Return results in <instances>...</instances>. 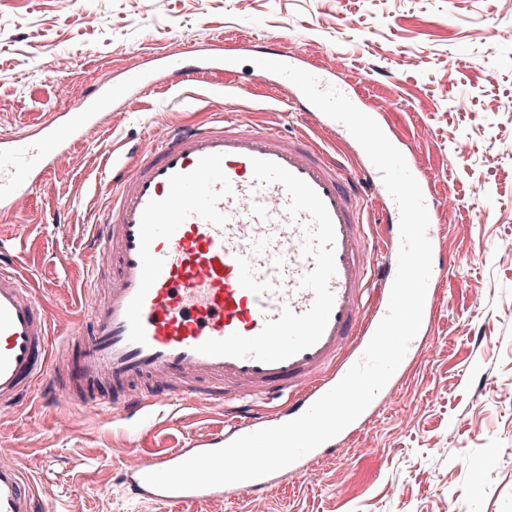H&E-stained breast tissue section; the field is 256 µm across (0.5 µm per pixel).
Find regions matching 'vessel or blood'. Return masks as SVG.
I'll return each instance as SVG.
<instances>
[{"instance_id":"b4317fda","label":"vessel or blood","mask_w":512,"mask_h":512,"mask_svg":"<svg viewBox=\"0 0 512 512\" xmlns=\"http://www.w3.org/2000/svg\"><path fill=\"white\" fill-rule=\"evenodd\" d=\"M207 47L192 42L190 64L153 56L150 68L132 66L124 85L93 88L80 112L58 115L37 142L0 145V216L19 212L33 181L95 128L102 102L143 93L159 80L187 90L220 69L219 61L204 59ZM403 155L430 195L435 175L414 149ZM390 199L366 153L352 164L329 158L309 134L285 136L241 112L224 113L207 128L164 129L155 151L112 176L94 268L95 275L111 274L110 296L90 306L65 338L83 345L78 378H64L55 364L50 319L29 287L0 266V408L16 407L35 388L52 402L116 415L211 397L231 414L232 434L152 459L127 453L130 494L168 505L267 495L276 485L272 474L181 491L156 489L144 477L297 418L361 359L388 310L401 243L396 231L369 236L363 215L369 203L385 201L378 223L398 224ZM447 274V266H433L420 329L372 408L396 399L431 330L434 283ZM152 377L168 388L124 389ZM100 378L120 384L111 400L85 390ZM276 393L286 401L271 417L256 402ZM369 423L360 415L289 472L307 475ZM33 501L19 464L0 463V512H33Z\"/></svg>"}]
</instances>
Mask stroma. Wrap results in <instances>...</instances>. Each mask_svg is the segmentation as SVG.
Instances as JSON below:
<instances>
[{
	"mask_svg": "<svg viewBox=\"0 0 512 512\" xmlns=\"http://www.w3.org/2000/svg\"><path fill=\"white\" fill-rule=\"evenodd\" d=\"M97 17L85 23V15ZM218 37L226 70L193 101L155 85L103 113L66 158L33 184L23 212L0 218V249L65 336L108 277L84 285L98 260L96 223L113 164L132 167L166 126H200L221 111L219 88L256 123L304 128L330 154L353 156L255 77L253 60L284 36L309 71L340 64L338 84L382 111L394 137L416 147L438 176L437 260L452 263L437 288L430 338L396 402L336 457L277 487L174 507L133 497L122 459L153 457L224 428L205 399L115 417L44 402L32 391L0 409V442L22 465L37 512H512V16L499 0H0V140H36L45 123L76 111L87 89L122 81L141 56L183 57Z\"/></svg>",
	"mask_w": 512,
	"mask_h": 512,
	"instance_id": "obj_1",
	"label": "stroma"
}]
</instances>
